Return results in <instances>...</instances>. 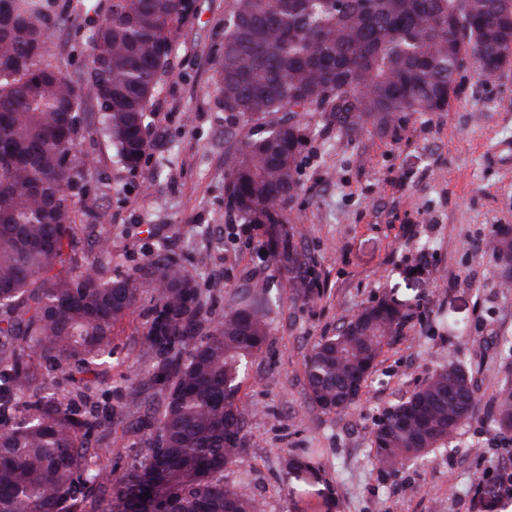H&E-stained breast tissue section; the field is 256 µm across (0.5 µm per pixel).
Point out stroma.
I'll use <instances>...</instances> for the list:
<instances>
[{
    "label": "stroma",
    "mask_w": 512,
    "mask_h": 512,
    "mask_svg": "<svg viewBox=\"0 0 512 512\" xmlns=\"http://www.w3.org/2000/svg\"><path fill=\"white\" fill-rule=\"evenodd\" d=\"M228 0H195L175 34L169 73L154 100L153 145L141 167L116 161L109 142L87 135L88 196L112 226V263L129 269L169 251L192 270L213 315L242 285H269L278 299L272 333L239 392L246 443L226 482L262 512H512L501 480L512 475V444L490 422V403L512 367L496 340L512 336V289L501 288L485 241L512 228V159L490 150L512 142V70L483 79L474 65L456 77L447 111L404 114L386 130L348 135L304 115L309 137L301 189L291 203L294 240L313 292L297 296L270 261L261 230L224 205V155L248 129L227 126L213 60ZM93 26L72 17L51 39L53 60L85 71ZM379 299L402 321L383 348L360 401L326 413L306 396L304 358L323 336ZM147 303L112 333V368L100 403L125 400L139 385L131 368L142 347ZM462 362L476 390L474 416L452 445L389 473L375 465V422L443 363ZM148 432L114 425L94 451L115 472L142 461ZM499 478L474 488L475 475Z\"/></svg>",
    "instance_id": "obj_1"
}]
</instances>
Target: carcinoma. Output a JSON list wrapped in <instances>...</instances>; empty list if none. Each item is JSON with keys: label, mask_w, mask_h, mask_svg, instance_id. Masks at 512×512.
Masks as SVG:
<instances>
[{"label": "carcinoma", "mask_w": 512, "mask_h": 512, "mask_svg": "<svg viewBox=\"0 0 512 512\" xmlns=\"http://www.w3.org/2000/svg\"><path fill=\"white\" fill-rule=\"evenodd\" d=\"M192 0H75L97 17L86 72L48 61L49 42L69 14L54 0H0V512H257L224 481L244 443L237 402L243 366L271 336L273 300L264 286L228 295L206 316L197 283L180 259L158 252L118 272L112 228L90 207V170L78 156L87 103L122 166L136 170L151 148V113L168 73L173 36ZM512 0H229L224 51L214 58L224 122L250 128L225 157L226 206L244 224L262 222L269 255L306 294L309 270L286 224L297 196L298 158L316 112L348 133L401 114L446 112L454 76L471 62L512 58L503 34ZM501 283L512 286V237L491 229ZM150 294L136 375L161 387L142 403L97 405L85 375L111 368L112 328ZM401 322L377 300L305 360L308 399L340 413L360 399L383 345ZM459 362L442 365L370 432L375 464L396 471L446 448L475 407ZM145 405L131 428L152 429L143 465L113 477L89 444L112 421ZM493 421L512 434V381L494 400Z\"/></svg>", "instance_id": "1"}]
</instances>
